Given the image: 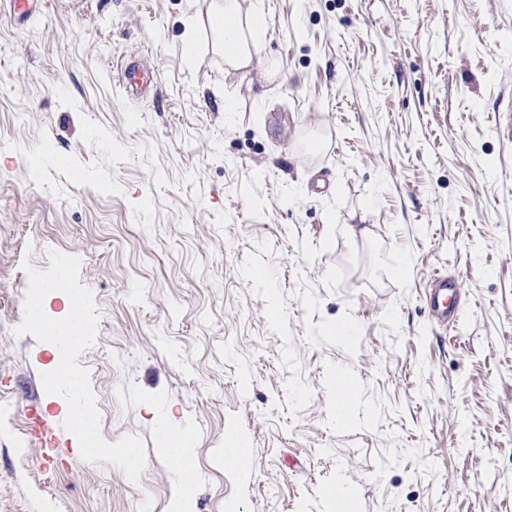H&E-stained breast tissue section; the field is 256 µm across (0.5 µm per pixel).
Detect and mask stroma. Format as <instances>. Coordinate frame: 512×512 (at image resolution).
<instances>
[{
  "instance_id": "obj_1",
  "label": "stroma",
  "mask_w": 512,
  "mask_h": 512,
  "mask_svg": "<svg viewBox=\"0 0 512 512\" xmlns=\"http://www.w3.org/2000/svg\"><path fill=\"white\" fill-rule=\"evenodd\" d=\"M261 2L268 81L205 29L188 59L192 0L0 13V512H322L336 488L356 512H512V0ZM140 53L161 89L133 102L114 66ZM52 250L94 293L78 362L103 437L144 441L138 481L72 434L50 468L28 441V412L67 408L40 378L58 350L16 332ZM436 270L471 293L446 331ZM173 439L168 447L165 448L168 456L178 465L181 481L184 488H189L193 481V470L188 461V439L185 435H181V440L178 444L179 447H172Z\"/></svg>"
}]
</instances>
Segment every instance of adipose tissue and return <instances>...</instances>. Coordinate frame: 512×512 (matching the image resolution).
<instances>
[{
    "mask_svg": "<svg viewBox=\"0 0 512 512\" xmlns=\"http://www.w3.org/2000/svg\"><path fill=\"white\" fill-rule=\"evenodd\" d=\"M207 16L225 64L238 71L250 69L265 25L256 0H211Z\"/></svg>",
    "mask_w": 512,
    "mask_h": 512,
    "instance_id": "adipose-tissue-1",
    "label": "adipose tissue"
}]
</instances>
